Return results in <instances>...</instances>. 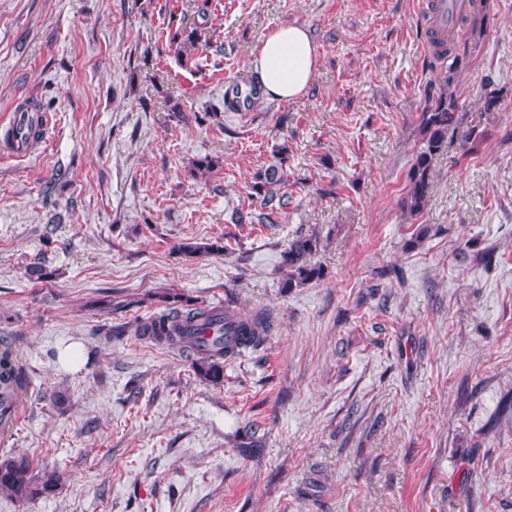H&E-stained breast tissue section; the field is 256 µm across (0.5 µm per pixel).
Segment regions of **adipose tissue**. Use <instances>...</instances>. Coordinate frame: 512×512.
Returning a JSON list of instances; mask_svg holds the SVG:
<instances>
[{"label":"adipose tissue","instance_id":"obj_1","mask_svg":"<svg viewBox=\"0 0 512 512\" xmlns=\"http://www.w3.org/2000/svg\"><path fill=\"white\" fill-rule=\"evenodd\" d=\"M249 67L266 95L296 98L309 90L318 67L315 42L303 27L279 26L265 35Z\"/></svg>","mask_w":512,"mask_h":512}]
</instances>
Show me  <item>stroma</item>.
Instances as JSON below:
<instances>
[{
  "mask_svg": "<svg viewBox=\"0 0 512 512\" xmlns=\"http://www.w3.org/2000/svg\"><path fill=\"white\" fill-rule=\"evenodd\" d=\"M427 2L0 0V118L53 117L0 156V337L30 381L5 448L62 476L0 512H512V0H488L452 86L486 139L438 156L410 217L425 91L448 70ZM187 17L213 33L191 69L170 46ZM287 24L317 44L310 89L224 110ZM282 145L288 204L266 221L250 185ZM205 156L219 167L193 179ZM300 234L325 276L288 290ZM168 293L276 326L214 385L136 335Z\"/></svg>",
  "mask_w": 512,
  "mask_h": 512,
  "instance_id": "stroma-1",
  "label": "stroma"
}]
</instances>
